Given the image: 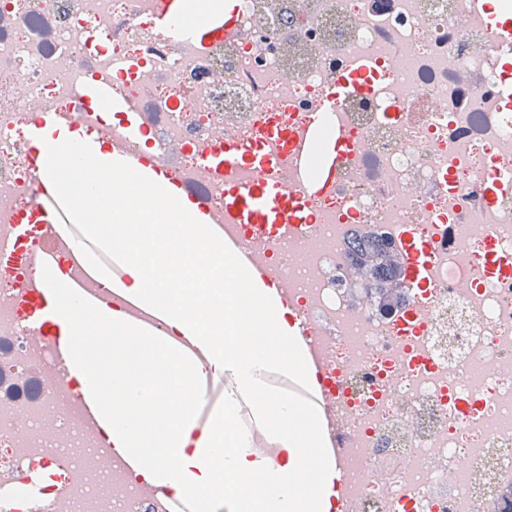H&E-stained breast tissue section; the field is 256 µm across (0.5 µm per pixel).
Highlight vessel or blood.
Masks as SVG:
<instances>
[{
  "label": "vessel or blood",
  "instance_id": "1",
  "mask_svg": "<svg viewBox=\"0 0 512 512\" xmlns=\"http://www.w3.org/2000/svg\"><path fill=\"white\" fill-rule=\"evenodd\" d=\"M187 0H158L157 17L159 21L171 28L174 37L183 42H198L223 38L236 25V14L209 17L204 24L187 22ZM370 73L361 69L340 75L314 111L311 120L294 133H287L272 127L268 137L280 140L289 147L292 156L291 178L302 187V198H294L280 185L273 181L256 180L250 183H235L232 175L239 167L247 165L256 173H264L277 164L275 154L267 152L264 146L245 149L236 143L218 141L212 151L205 156L201 164L206 170L220 171L226 174L224 183V211L216 213L207 208L203 202H196L194 212L196 219L212 228L225 244L250 267L256 287L267 289L275 304H284L287 292L282 288L271 287L262 266L250 252L245 251L236 233L240 224L251 225L258 233H270L277 236L293 235L296 225L304 221L303 201L307 198L321 197L333 185L339 171L341 159L346 149L343 135L329 134V127L336 124V103L353 90L368 91ZM112 83L101 80H85L81 83L83 99L90 105L105 104L117 112L125 113V139L113 143L108 152V161H124L137 172L148 178H156L163 173L160 158L148 154L133 153L131 147L139 143L144 135V128L139 120L138 108L127 101L115 98ZM62 124L58 117L46 113L34 122L28 132L32 143L43 144L50 135L57 133ZM40 199L41 220L52 230L54 240L50 247L42 252V260L48 266H55L60 253L72 254L81 258L88 250L86 238L69 225L70 219L55 198L54 188L49 178H42ZM401 249L405 258L406 283L409 288L418 290L431 286L432 253L430 243L416 238L411 231L400 235ZM486 268L494 274H512V254L505 252L493 232L485 234ZM108 269L112 282L109 286L99 288L93 285L88 276H66L65 282L99 309H108L112 299L123 298L125 292L122 284L125 272L122 264L106 259L102 262ZM33 299L39 309L38 327H52L56 319L54 304L50 301L47 286H39L32 291ZM159 314L140 301L128 304L123 315L126 322L155 331ZM80 408L86 426L104 433L107 423L99 413L91 395H84Z\"/></svg>",
  "mask_w": 512,
  "mask_h": 512
}]
</instances>
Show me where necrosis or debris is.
<instances>
[{
	"instance_id": "obj_1",
	"label": "necrosis or debris",
	"mask_w": 512,
	"mask_h": 512,
	"mask_svg": "<svg viewBox=\"0 0 512 512\" xmlns=\"http://www.w3.org/2000/svg\"><path fill=\"white\" fill-rule=\"evenodd\" d=\"M157 0H0V512H164L174 490L128 471L85 427L82 386L46 368L23 287L39 278L41 182L27 130L39 112L109 144L82 80L138 107L154 148L187 176L220 137L308 122L337 76L367 66L371 91L337 106L348 151L335 186L288 240L244 230L286 315L318 348L313 379L346 440L326 512H498L512 478V276L484 273L485 225L512 251V190L479 208L490 168L512 169L500 100L505 44L481 0H239L218 44L175 40ZM32 219L14 240L13 217ZM413 225L436 248L415 315L360 301L346 243Z\"/></svg>"
}]
</instances>
